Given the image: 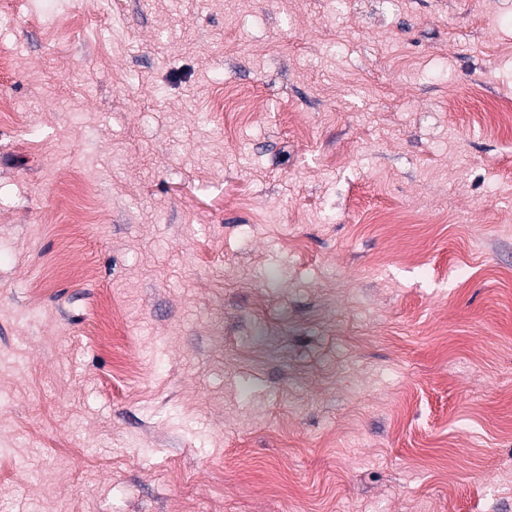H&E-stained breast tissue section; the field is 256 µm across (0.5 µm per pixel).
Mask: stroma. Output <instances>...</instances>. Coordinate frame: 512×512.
<instances>
[{
    "mask_svg": "<svg viewBox=\"0 0 512 512\" xmlns=\"http://www.w3.org/2000/svg\"><path fill=\"white\" fill-rule=\"evenodd\" d=\"M1 15L0 512H512V0Z\"/></svg>",
    "mask_w": 512,
    "mask_h": 512,
    "instance_id": "35a3bbf8",
    "label": "stroma"
}]
</instances>
